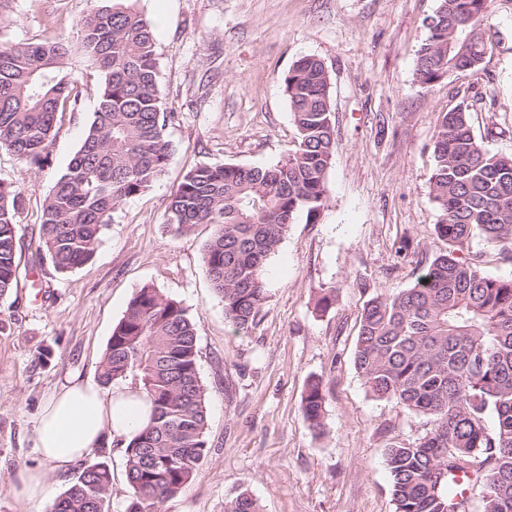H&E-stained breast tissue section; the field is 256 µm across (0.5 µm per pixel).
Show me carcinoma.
Here are the masks:
<instances>
[{"mask_svg":"<svg viewBox=\"0 0 512 512\" xmlns=\"http://www.w3.org/2000/svg\"><path fill=\"white\" fill-rule=\"evenodd\" d=\"M492 0H439L426 24L415 74L433 84L476 68L493 51L484 25ZM150 20L125 0L90 10L75 42L0 39V147L44 163L57 115L80 110L95 88L97 109L67 170L42 205L36 252L67 273L95 254L118 206L165 174L173 146L166 126ZM298 134L283 163L266 168L203 164L170 194L167 223L179 232L215 225L203 262L224 317L251 328L266 301L264 266L300 213L316 221L336 153L331 78L323 62L299 58L282 79ZM433 200L439 237L451 247L479 237L512 240V154L491 153L474 136L469 109L446 112L434 142ZM21 189L0 182V298L17 284ZM354 364L380 399L432 418L419 443L388 448L396 512H466L450 480L469 473L484 486L483 512H512V279L490 277L448 252L410 288L364 307ZM106 384L131 380L151 403L149 423L124 448L132 491L126 512H161L194 477L207 454L206 389L194 320L183 305L143 285L113 328L102 360ZM322 381L311 379L302 410L324 429ZM492 415L494 431L484 427ZM109 465L96 462L51 512H107ZM224 512H260L241 494Z\"/></svg>","mask_w":512,"mask_h":512,"instance_id":"cac0c4a2","label":"carcinoma"}]
</instances>
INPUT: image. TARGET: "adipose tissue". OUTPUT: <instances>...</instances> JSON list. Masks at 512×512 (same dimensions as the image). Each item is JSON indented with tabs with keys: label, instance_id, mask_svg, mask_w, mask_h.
Wrapping results in <instances>:
<instances>
[{
	"label": "adipose tissue",
	"instance_id": "obj_1",
	"mask_svg": "<svg viewBox=\"0 0 512 512\" xmlns=\"http://www.w3.org/2000/svg\"><path fill=\"white\" fill-rule=\"evenodd\" d=\"M149 417L150 404L144 396L69 377L34 424V447L41 463L14 475L12 494L26 501L46 499L51 492L49 473L66 472L107 439H131Z\"/></svg>",
	"mask_w": 512,
	"mask_h": 512
}]
</instances>
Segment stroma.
<instances>
[{
    "instance_id": "stroma-1",
    "label": "stroma",
    "mask_w": 512,
    "mask_h": 512,
    "mask_svg": "<svg viewBox=\"0 0 512 512\" xmlns=\"http://www.w3.org/2000/svg\"><path fill=\"white\" fill-rule=\"evenodd\" d=\"M97 0H9L0 37L73 39ZM154 23L160 90L175 118L174 154L150 190L127 199L93 259L57 273L39 259L42 204L78 150L97 107L60 115L44 166L0 148V181L20 186L19 275L0 298V512H50L9 490L37 465L33 426L68 376L100 381L101 362L130 299L152 284L196 323L206 388L209 453L163 512H224L248 494L262 512H395L388 448L429 434L432 420L374 397L354 366L361 314L377 295L412 287L448 249L431 194L439 121L458 103L475 137L512 153V0H494L485 36L494 50L475 69L432 85L415 75L426 19L437 0H134ZM331 76L336 154L317 223L298 216L265 266L267 299L248 332L233 333L203 263L215 227L176 233L169 195L201 164L270 167L297 132L282 77L303 56ZM459 255L484 274L512 279V240L475 238ZM336 300L321 309L320 298ZM323 381V433L302 411L310 378ZM88 462L112 472L109 512L130 495L120 441Z\"/></svg>"
}]
</instances>
